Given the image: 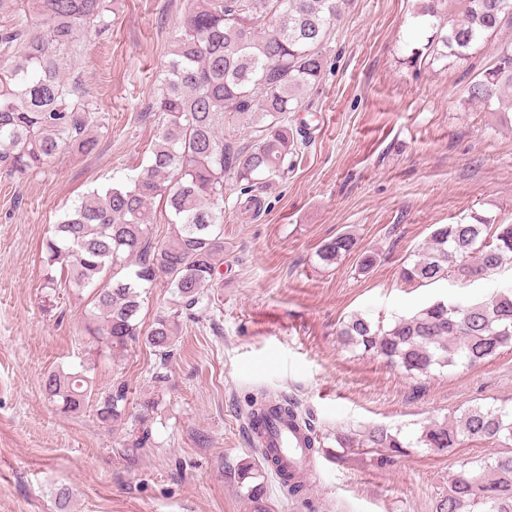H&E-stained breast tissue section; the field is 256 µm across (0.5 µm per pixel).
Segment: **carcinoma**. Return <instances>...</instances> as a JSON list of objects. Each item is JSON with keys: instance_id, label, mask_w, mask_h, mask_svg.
<instances>
[{"instance_id": "obj_1", "label": "carcinoma", "mask_w": 512, "mask_h": 512, "mask_svg": "<svg viewBox=\"0 0 512 512\" xmlns=\"http://www.w3.org/2000/svg\"><path fill=\"white\" fill-rule=\"evenodd\" d=\"M461 18L434 24L426 50L434 58L465 61L486 38L512 20V0H459ZM348 0H194L172 41V58L158 88L157 142L135 175L81 196L42 243L47 270H60L73 288L93 289L85 329L97 348L112 352L141 341L161 364L174 354L182 311L202 301L224 263V193L238 192L237 209L261 206L255 193L294 167L299 156L291 113L323 71L320 52ZM15 21L0 31V50L11 62L0 68V165L25 175L61 151L89 152L88 130L97 119L92 102L62 74L78 37L108 27V0H0ZM512 90V39L501 42L493 63L467 87V101L487 108L503 88ZM251 121L255 147L233 152L224 126ZM165 199L170 232L154 240L147 210ZM342 233L317 252L325 266L356 250ZM512 264V224L473 217L467 224L435 229L427 247L400 270L405 284H433L449 277L470 280ZM162 281L169 311L141 335L139 313L146 289ZM343 346L360 349L410 375L437 368L472 367L512 349V288L471 304L437 300L384 327L355 313L338 331ZM80 372L47 375L44 390L65 413L92 407L106 426L125 419L126 384L97 388ZM295 415L288 401L255 400L250 415ZM466 440L498 443L503 449L474 465H461L448 481L436 512H512V408L473 406L423 430L417 445L433 452ZM369 448L392 453L410 447L399 435L375 428ZM288 496L306 485L276 455H265Z\"/></svg>"}]
</instances>
